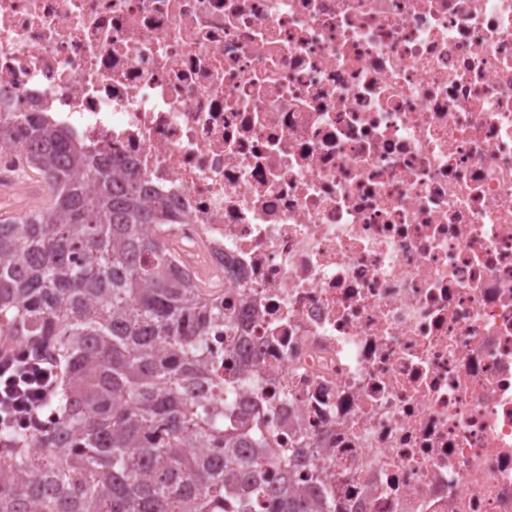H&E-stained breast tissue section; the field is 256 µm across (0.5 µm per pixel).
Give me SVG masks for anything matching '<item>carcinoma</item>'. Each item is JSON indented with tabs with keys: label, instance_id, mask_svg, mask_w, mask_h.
Listing matches in <instances>:
<instances>
[{
	"label": "carcinoma",
	"instance_id": "obj_1",
	"mask_svg": "<svg viewBox=\"0 0 512 512\" xmlns=\"http://www.w3.org/2000/svg\"><path fill=\"white\" fill-rule=\"evenodd\" d=\"M0 140L46 190L43 206L0 217V336L41 343L60 369L51 426L0 432V512H336L285 474L257 475L279 452L259 412L199 395L224 308L173 276L167 203L38 118L1 119ZM190 440L215 453H187Z\"/></svg>",
	"mask_w": 512,
	"mask_h": 512
}]
</instances>
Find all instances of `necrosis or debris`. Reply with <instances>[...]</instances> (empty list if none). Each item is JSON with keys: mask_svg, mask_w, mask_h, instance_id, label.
<instances>
[{"mask_svg": "<svg viewBox=\"0 0 512 512\" xmlns=\"http://www.w3.org/2000/svg\"><path fill=\"white\" fill-rule=\"evenodd\" d=\"M136 170L296 491L512 512V0H0V113ZM0 142V187L28 194Z\"/></svg>", "mask_w": 512, "mask_h": 512, "instance_id": "obj_1", "label": "necrosis or debris"}]
</instances>
